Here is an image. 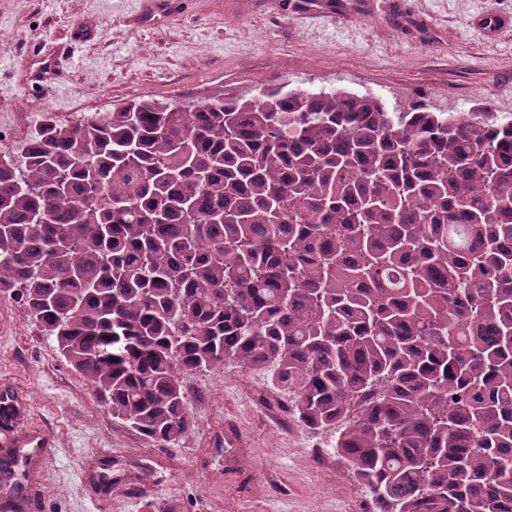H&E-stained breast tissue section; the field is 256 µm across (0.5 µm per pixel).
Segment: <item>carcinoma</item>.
<instances>
[{"mask_svg":"<svg viewBox=\"0 0 512 512\" xmlns=\"http://www.w3.org/2000/svg\"><path fill=\"white\" fill-rule=\"evenodd\" d=\"M0 292L177 441L184 378L269 367L373 512H512V123L269 88L47 117L0 161ZM0 476L28 481L16 452Z\"/></svg>","mask_w":512,"mask_h":512,"instance_id":"1","label":"carcinoma"}]
</instances>
